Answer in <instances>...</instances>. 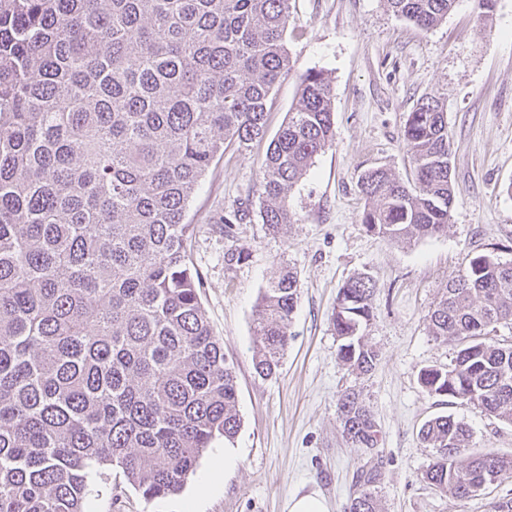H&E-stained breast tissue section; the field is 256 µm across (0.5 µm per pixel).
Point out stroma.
Here are the masks:
<instances>
[{
	"mask_svg": "<svg viewBox=\"0 0 512 512\" xmlns=\"http://www.w3.org/2000/svg\"><path fill=\"white\" fill-rule=\"evenodd\" d=\"M286 45L294 68L273 90L265 140L228 148L187 213L196 226L190 255L202 304L234 363L241 429L204 452L179 493L148 503L116 472L111 496L90 498L86 512H175L227 447L235 462L201 512H288L292 497L310 493L343 512L357 473L373 459L382 471V512H485L489 499L512 497V480L469 501L440 495L422 478L432 451L418 435L426 420L450 414L469 427L471 450L512 455V426L429 395L418 381L422 368L455 355L427 321L449 280L480 253L512 260V0H495L485 19L475 0H456L428 30L396 17L384 0H290ZM310 70L332 80L333 136L288 198L291 224L273 235L259 217L261 164ZM425 97L443 103L453 143L448 231L391 241L364 227L358 177L383 166L409 178L403 129ZM241 208L248 219L221 224ZM284 265L299 278L293 340L277 375L262 378L253 368V308ZM358 273L377 282L365 336L380 355L361 376L339 362L331 324L339 287ZM348 388L361 391L374 414L373 451L342 437L338 398Z\"/></svg>",
	"mask_w": 512,
	"mask_h": 512,
	"instance_id": "1",
	"label": "stroma"
}]
</instances>
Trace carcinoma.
<instances>
[{
  "instance_id": "carcinoma-1",
  "label": "carcinoma",
  "mask_w": 512,
  "mask_h": 512,
  "mask_svg": "<svg viewBox=\"0 0 512 512\" xmlns=\"http://www.w3.org/2000/svg\"><path fill=\"white\" fill-rule=\"evenodd\" d=\"M422 29L455 0H385ZM289 0H0V512H85L117 470L146 502L175 494L206 448L242 420L233 363L201 303L186 211L224 150L263 139L271 92L292 68ZM334 90L299 78L297 103L262 162L259 215L280 234L288 196L328 145ZM403 138L414 186L385 167L359 176L363 224L390 240L448 228L455 186L443 104L426 98ZM297 273L283 267L254 306V369L278 373L292 340ZM376 281L339 289L337 357L369 373L363 329ZM512 262L478 254L446 288L428 328L457 351L422 369L430 395L512 425ZM343 436L378 445L353 389ZM433 449L425 482L456 501L512 478V455L468 448L451 415L420 429ZM373 465L345 512H381Z\"/></svg>"
}]
</instances>
